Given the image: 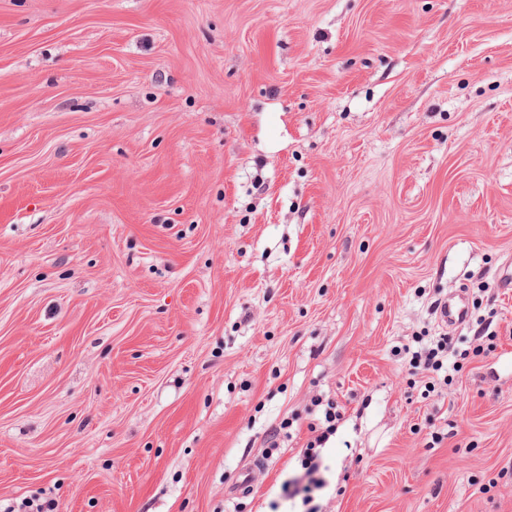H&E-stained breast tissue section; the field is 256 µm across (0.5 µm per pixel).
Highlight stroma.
<instances>
[{
    "label": "stroma",
    "mask_w": 512,
    "mask_h": 512,
    "mask_svg": "<svg viewBox=\"0 0 512 512\" xmlns=\"http://www.w3.org/2000/svg\"><path fill=\"white\" fill-rule=\"evenodd\" d=\"M511 273L512 0H0V512H512ZM415 343L419 344L417 350L411 351L410 347L407 348V353L411 354L409 364L414 369L424 374H437L445 369L448 371L449 358L456 356L451 337L443 335L430 343L422 344V341H415ZM337 408L336 402H327L322 427H319L322 431L301 450L299 466L280 485V497L289 502L300 499L303 506H308L304 512H319V506L310 504L314 501V493L327 486L322 474L321 448L336 433V424L343 418Z\"/></svg>",
    "instance_id": "stroma-1"
}]
</instances>
